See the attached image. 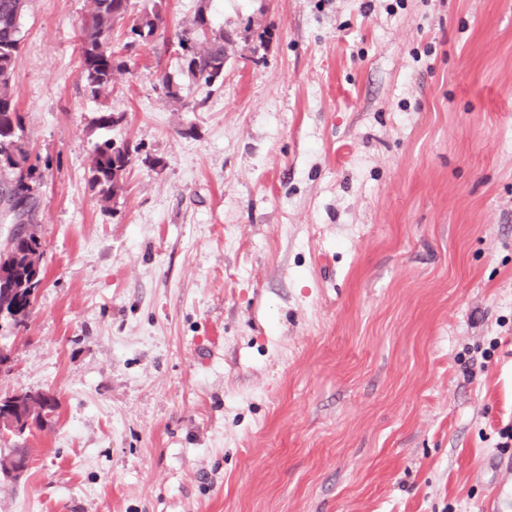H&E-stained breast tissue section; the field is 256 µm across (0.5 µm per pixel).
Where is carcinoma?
<instances>
[{"label":"carcinoma","mask_w":512,"mask_h":512,"mask_svg":"<svg viewBox=\"0 0 512 512\" xmlns=\"http://www.w3.org/2000/svg\"><path fill=\"white\" fill-rule=\"evenodd\" d=\"M25 3L26 0H0V154L9 155L8 162L0 163V202H9L20 190L27 192L29 224L25 232L11 235L0 250V312H7L0 318V340L25 325L36 299L25 261L31 257L40 261L44 256V244L34 224L39 205L36 166L29 163L23 117L12 84L23 39L21 18ZM162 3L163 0H153V6L141 12L129 28L127 41L116 51L105 46L104 36L129 15L131 0H92L90 19L80 40L79 74L92 98L108 97L116 74L127 70V57L155 35L163 23ZM175 39L182 75L188 81L207 87L223 84L228 46L234 39L224 29L212 26L205 8L198 9L190 26L176 32ZM159 88L166 98L184 103L182 83L170 75H160ZM137 152L138 147L127 141L107 139L96 147L91 158L90 184L103 210L111 209L123 193L126 170Z\"/></svg>","instance_id":"obj_1"}]
</instances>
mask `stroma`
Returning <instances> with one entry per match:
<instances>
[{
    "label": "stroma",
    "instance_id": "obj_1",
    "mask_svg": "<svg viewBox=\"0 0 512 512\" xmlns=\"http://www.w3.org/2000/svg\"><path fill=\"white\" fill-rule=\"evenodd\" d=\"M164 5L102 101L90 0L21 18L45 278L0 394L59 407L0 512H487L512 483V0ZM201 7L235 44L179 110L157 79ZM108 138L142 147L112 213ZM137 152V146L132 147L127 141L113 142L112 139L96 147L91 158L90 184L103 211L110 210L123 193L126 170Z\"/></svg>",
    "mask_w": 512,
    "mask_h": 512
}]
</instances>
